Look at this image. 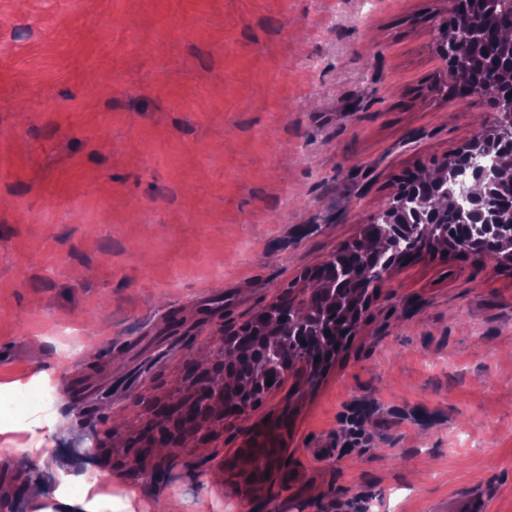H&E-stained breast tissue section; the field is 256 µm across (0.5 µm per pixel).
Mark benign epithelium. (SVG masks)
<instances>
[{"label": "benign epithelium", "mask_w": 512, "mask_h": 512, "mask_svg": "<svg viewBox=\"0 0 512 512\" xmlns=\"http://www.w3.org/2000/svg\"><path fill=\"white\" fill-rule=\"evenodd\" d=\"M487 0H451L456 20L436 28L435 45L439 57L450 62L479 43L480 32L491 22ZM511 50L502 64L499 80L491 85L476 77L460 88L459 96H480L488 106L489 119L482 135L469 145H463L448 155L439 165L434 188L428 195L412 188L417 177H411L396 189L384 207L372 215L369 224L377 229L382 247L367 250L370 256L364 267H340L332 271L323 288L325 319L316 331L317 341L308 345L293 334L308 317L304 304L281 310L277 321L268 327L267 343L253 353L262 371L272 384L263 387L236 380L234 360L218 347L213 358L219 359L211 371L197 379L191 401L179 411L180 430L170 438L156 427L150 432L154 443L139 444L137 453L145 460L142 476H152L161 470L155 449L183 448L186 437L200 440L212 434V427L224 425V417L243 418L252 406L285 377L295 375L310 378L325 364L332 346L353 333L367 312L373 290L383 282L390 269L380 266L376 259L383 257L400 265L419 255L444 253H477V248H495L497 264L512 263V205L504 206L499 193L512 194V166L500 150L503 142L512 143V38L502 39ZM453 218L457 224L468 225L467 234L456 242L440 240L428 230ZM234 382L237 397L224 400V386ZM276 432L252 440L256 452L240 459L236 467L246 486H251L254 465L265 455V449L277 448Z\"/></svg>", "instance_id": "7a95c632"}]
</instances>
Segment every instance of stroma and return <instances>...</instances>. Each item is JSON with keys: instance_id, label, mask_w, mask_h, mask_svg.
Instances as JSON below:
<instances>
[{"instance_id": "stroma-1", "label": "stroma", "mask_w": 512, "mask_h": 512, "mask_svg": "<svg viewBox=\"0 0 512 512\" xmlns=\"http://www.w3.org/2000/svg\"><path fill=\"white\" fill-rule=\"evenodd\" d=\"M450 15L449 0H0V444L15 445L0 512H41L64 475L110 512L460 497L512 512V268L473 256L394 269L314 383L286 379L188 439L155 481L127 448L224 326L473 137L483 99L427 92ZM352 421L367 447L346 448ZM268 422L287 462L250 495L236 460Z\"/></svg>"}]
</instances>
